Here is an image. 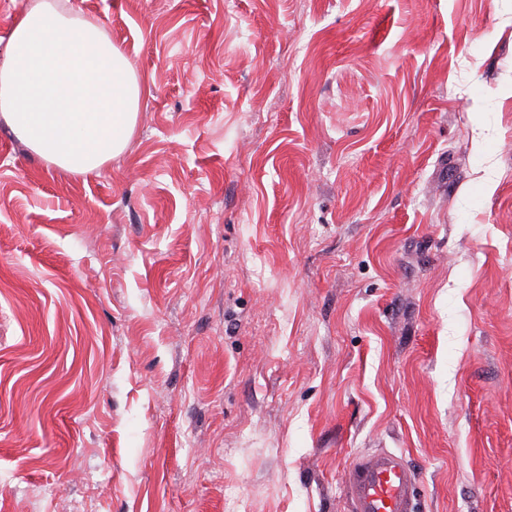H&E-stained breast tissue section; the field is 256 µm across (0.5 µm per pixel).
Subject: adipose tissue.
<instances>
[{
    "mask_svg": "<svg viewBox=\"0 0 512 512\" xmlns=\"http://www.w3.org/2000/svg\"><path fill=\"white\" fill-rule=\"evenodd\" d=\"M31 0L0 63V117L41 159L86 174L128 147L145 88L110 35Z\"/></svg>",
    "mask_w": 512,
    "mask_h": 512,
    "instance_id": "1",
    "label": "adipose tissue"
}]
</instances>
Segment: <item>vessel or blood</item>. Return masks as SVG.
I'll use <instances>...</instances> for the list:
<instances>
[{"instance_id": "vessel-or-blood-1", "label": "vessel or blood", "mask_w": 512, "mask_h": 512, "mask_svg": "<svg viewBox=\"0 0 512 512\" xmlns=\"http://www.w3.org/2000/svg\"><path fill=\"white\" fill-rule=\"evenodd\" d=\"M353 512H413V475L394 453L356 458L346 472Z\"/></svg>"}]
</instances>
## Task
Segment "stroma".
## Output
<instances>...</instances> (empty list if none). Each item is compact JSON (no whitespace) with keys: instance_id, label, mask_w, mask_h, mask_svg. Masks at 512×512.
I'll list each match as a JSON object with an SVG mask.
<instances>
[{"instance_id":"35a3bbf8","label":"stroma","mask_w":512,"mask_h":512,"mask_svg":"<svg viewBox=\"0 0 512 512\" xmlns=\"http://www.w3.org/2000/svg\"><path fill=\"white\" fill-rule=\"evenodd\" d=\"M148 92L0 119V512H512V0H59ZM413 475L394 453L356 458L346 472L354 512H413Z\"/></svg>"}]
</instances>
